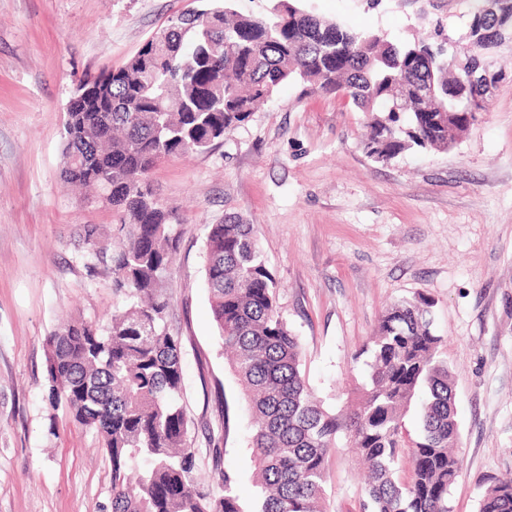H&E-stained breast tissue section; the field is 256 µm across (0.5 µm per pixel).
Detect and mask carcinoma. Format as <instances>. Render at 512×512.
<instances>
[{"instance_id":"cac0c4a2","label":"carcinoma","mask_w":512,"mask_h":512,"mask_svg":"<svg viewBox=\"0 0 512 512\" xmlns=\"http://www.w3.org/2000/svg\"><path fill=\"white\" fill-rule=\"evenodd\" d=\"M180 13L124 65L85 78L66 112L61 175L89 193L84 207L112 210L124 239L112 251L121 308L107 326L81 321L48 338L47 400L94 431L112 466L111 512H320L329 462L340 437L370 472L363 512H450L448 494L462 473L459 429L443 338L432 331L429 300L399 301L382 315L363 349L370 380L356 404L333 413L302 370V348L278 305V282L252 224L207 226L205 282L230 368L252 413L248 450L257 489L243 501L224 471V438L213 441L216 484L201 480L187 443L181 339L168 326L163 281L177 251L176 216L152 191L163 159L209 150L285 83L338 94L372 115L363 142L369 157L390 161L419 149H448V128L475 120L479 84L462 69L484 70L486 51L512 38L485 16L481 43L452 50L461 68L440 66L437 48L392 43L279 0L265 15L236 0H202ZM86 254L108 245L84 224ZM425 392L421 435L410 441L403 418ZM410 477H399L401 468ZM221 487L216 493L213 486ZM479 512H512V480L490 478Z\"/></svg>"}]
</instances>
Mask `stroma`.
I'll return each mask as SVG.
<instances>
[{
	"label": "stroma",
	"mask_w": 512,
	"mask_h": 512,
	"mask_svg": "<svg viewBox=\"0 0 512 512\" xmlns=\"http://www.w3.org/2000/svg\"><path fill=\"white\" fill-rule=\"evenodd\" d=\"M386 39L455 43L473 0H293ZM198 0H0V512H105L112 469L96 434L46 396L48 337L67 321L106 323L112 262L88 266L83 224L121 234L110 210L80 206L61 178L66 107L79 79L121 66ZM486 112L445 151L368 157L366 114L336 95L283 85L210 151L161 161L157 195L179 222L165 278L169 327L182 338L189 444L211 474L208 434L222 418L203 389L208 365L231 417L224 468L254 492L252 416L224 357L205 286L206 227L255 225L303 370L327 409L368 375L358 352L392 303H431L447 344L463 473L451 512H478L484 482L512 476V42ZM353 449L332 457L325 512H361Z\"/></svg>",
	"instance_id": "stroma-1"
}]
</instances>
